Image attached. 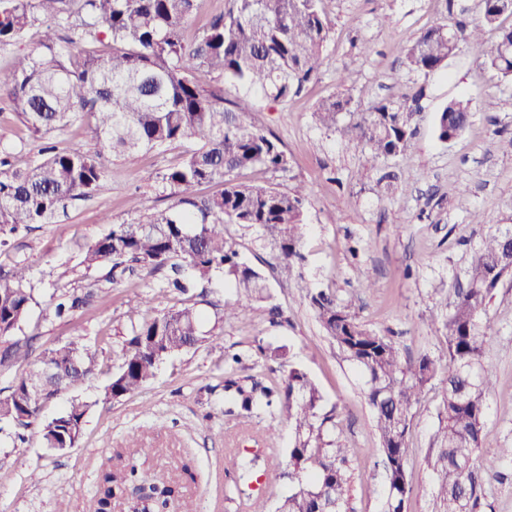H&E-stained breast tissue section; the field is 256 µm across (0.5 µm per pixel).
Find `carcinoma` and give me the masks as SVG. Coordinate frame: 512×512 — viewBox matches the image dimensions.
<instances>
[{"label": "carcinoma", "instance_id": "cac0c4a2", "mask_svg": "<svg viewBox=\"0 0 512 512\" xmlns=\"http://www.w3.org/2000/svg\"><path fill=\"white\" fill-rule=\"evenodd\" d=\"M204 0H0V46L16 44L39 30L37 50L20 55L13 66L0 68V94L26 128L45 140L38 157L24 168H11L0 156V235L17 234L32 224H49L59 209L85 199L101 187L105 176L99 157L80 144L60 148L51 137L65 130L79 112L91 115L85 137L114 157L189 141L184 158L160 179L175 202L164 209L140 210L137 218L112 228L85 251L86 268L111 266L112 273L136 265L149 274H165L166 288L185 293L199 277L213 272L227 276L239 296L270 298L261 272L240 261L228 235L231 224L252 232L279 259L280 275L294 273L304 261L305 189L282 191L271 184L241 182L244 170L287 172L291 159L273 135L248 122L251 92L285 102L299 95L320 74L322 49L329 37L324 0H231L212 16L192 40L184 37ZM484 23L495 28L496 41L485 64L512 79V27L500 19L510 14L505 0H480ZM483 29L459 20L453 32L436 24L405 46L410 69L429 75L443 67L459 43L478 42ZM242 90L233 101L224 89L202 81L206 75ZM351 98L331 95L315 110L316 121L339 130L345 143L368 151L371 160L403 156L411 147L409 113L393 101L375 103L360 120L339 126L352 109ZM472 118V103L454 99L436 115L441 142L459 136ZM216 183L223 189L200 198L196 189ZM505 264L502 231L488 236L474 253L466 287L460 289L443 319L445 342L434 356L401 358L396 336L361 323L349 301L328 289L313 288L298 276L297 287L308 299L325 336L365 379L373 411L374 431L382 450L388 485L382 512H405L412 494L408 478V443L413 413L426 388L440 384V425L434 434L439 453L431 464L436 476L439 512H484L481 482L475 473L481 447L487 394L493 375L484 363L491 326L486 307ZM34 288L29 267L16 264L0 275V339L14 335L26 318ZM93 291H62L51 295L54 316L63 318L87 303ZM145 298L127 312L129 327L118 371L106 395L118 400L142 389L165 357L202 342L201 315L193 306L149 314ZM31 339L10 342L0 365L27 359ZM52 366L64 379L34 395L30 383ZM98 353L83 340L45 350L39 366L20 378L0 399L3 425L25 429L40 418L43 404L68 386L95 374ZM224 413L243 422L258 411L276 415L286 409L295 429L289 450L288 478L293 483L278 512H349L354 472L345 449L329 439L333 413L323 411L317 385L300 368H291L278 382L262 385L225 372ZM88 405L74 400L60 415L41 423L44 444L57 451L79 443ZM258 457L233 453L228 463L238 470L235 489L246 494ZM135 463L104 475L98 490V512H109L112 500L130 486H142ZM179 494L176 483L154 484L132 504L136 512H169Z\"/></svg>", "mask_w": 512, "mask_h": 512}]
</instances>
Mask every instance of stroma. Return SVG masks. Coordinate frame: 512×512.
Here are the masks:
<instances>
[{
  "label": "stroma",
  "mask_w": 512,
  "mask_h": 512,
  "mask_svg": "<svg viewBox=\"0 0 512 512\" xmlns=\"http://www.w3.org/2000/svg\"><path fill=\"white\" fill-rule=\"evenodd\" d=\"M330 33L319 77L297 97L274 103L255 95L251 119L272 132L288 151L287 174L245 171L243 181H264L288 191L307 189L305 222L309 233L302 252L303 275L337 298L351 301L369 328L398 336L401 355L417 359L441 349L440 322L450 311L457 289L467 281L474 250L497 229L512 225V153L500 142L512 136V82L484 64L496 33L485 28L481 43L460 44L444 69L430 75L409 71L405 42L434 22L462 20L483 26L479 0H325ZM423 90L421 109L413 113V144L406 155L370 162L365 152L348 147L340 133L322 128L313 111L324 97L345 94L352 112L367 111L381 97L404 102ZM471 99L473 117L457 138L440 142L437 112L450 100ZM495 99L498 111L482 104ZM40 147L0 96V150L10 152L15 167H25ZM177 142L132 160L103 155L105 184L92 197L69 204L55 223L0 244V268L30 266L35 285L28 317L16 336L30 339L33 354L74 338L99 354L96 373L46 402L42 419L63 412L72 400L89 406L78 446L59 452L45 448L36 429L25 442L0 433V512H55L58 502L69 512H96L97 489L107 472L129 462L140 464L149 481L178 483V512H276L289 490L282 471L295 439L287 414H279L275 449L264 446L265 415L250 424L224 413V360L240 356L239 376L266 383L279 381L283 369L306 371L320 389L325 408L336 411V441L348 448L356 480L350 492L352 512H381L386 493L382 452L373 430L372 411L361 373L323 333L313 309L294 283L281 281L272 252L252 237L236 233L242 261L263 272L269 301L252 302L244 321H222L218 308L235 300L229 282L216 273L205 295L188 297L163 287L161 275L138 270L108 283L104 293L74 316L54 318L49 295L54 290L89 288L104 270L86 271L81 251L106 233L103 217L120 224L131 220L128 200L163 209L172 198L148 185L147 171L166 169L185 154ZM398 177V190L379 194L378 179ZM372 288H361L362 280ZM152 297L154 313L195 305L205 316L203 342L163 359L155 378L140 391L118 400L104 388L121 363L128 308ZM488 314L493 333L485 363L494 376L488 396L482 447L477 462L483 472L502 473L501 481L482 486L485 512H512V463L499 456L512 447V275L492 294ZM280 346V361L259 354V346ZM439 387L426 389L414 410L409 436L408 475L413 493L408 512H437L433 473L427 465L438 447ZM235 448L258 449L261 474L272 485L259 505L239 499L227 459ZM194 479H187L185 470Z\"/></svg>",
  "instance_id": "obj_1"
}]
</instances>
